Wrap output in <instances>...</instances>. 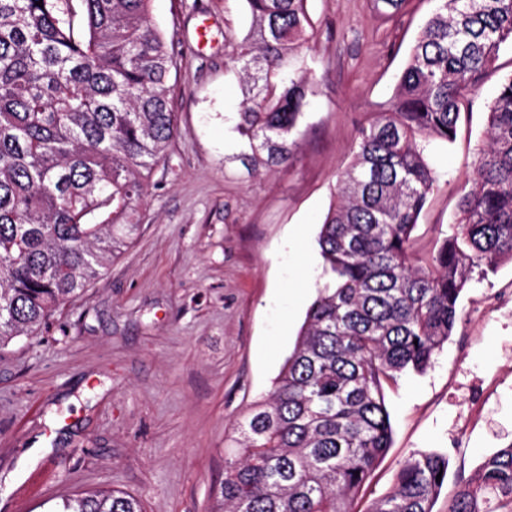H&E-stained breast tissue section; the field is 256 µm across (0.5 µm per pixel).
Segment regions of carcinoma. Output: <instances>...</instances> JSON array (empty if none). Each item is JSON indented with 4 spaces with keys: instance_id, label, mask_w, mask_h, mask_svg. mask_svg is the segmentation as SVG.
<instances>
[{
    "instance_id": "cac0c4a2",
    "label": "carcinoma",
    "mask_w": 512,
    "mask_h": 512,
    "mask_svg": "<svg viewBox=\"0 0 512 512\" xmlns=\"http://www.w3.org/2000/svg\"><path fill=\"white\" fill-rule=\"evenodd\" d=\"M150 0H0V344L30 335L132 243L152 169L176 136L177 60ZM235 131L241 160L288 164L310 104L307 0H245ZM394 95L363 123L318 246L320 289L275 389L240 425L213 512H352L391 444L382 383L426 370L474 273L512 260V75L451 234L423 259L412 234L436 182L433 141L456 137L466 92L512 47V0H437ZM448 458L409 457L367 512H433ZM62 512H142L119 491ZM448 512H512V444L486 457Z\"/></svg>"
}]
</instances>
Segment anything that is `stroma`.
Instances as JSON below:
<instances>
[{
    "label": "stroma",
    "instance_id": "35a3bbf8",
    "mask_svg": "<svg viewBox=\"0 0 512 512\" xmlns=\"http://www.w3.org/2000/svg\"><path fill=\"white\" fill-rule=\"evenodd\" d=\"M435 0H308L314 94L288 165L251 172L233 130L245 0H152L182 61L178 134L146 180L133 243L35 334L0 347V512H53L78 491L122 490L143 512H210L228 438L270 395L326 277L317 238L355 130L392 96ZM512 49L467 96L414 231L428 255L459 217ZM424 373L385 381L392 443L354 512L389 493L414 453L447 456L434 512L512 443V261L474 276Z\"/></svg>",
    "mask_w": 512,
    "mask_h": 512
}]
</instances>
